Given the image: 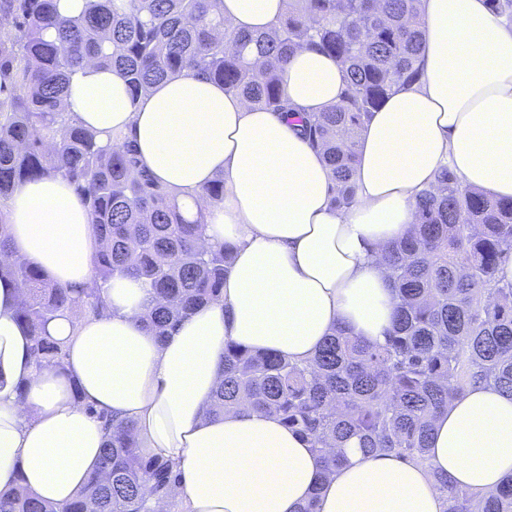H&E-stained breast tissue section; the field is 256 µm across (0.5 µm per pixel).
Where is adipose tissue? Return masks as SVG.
Segmentation results:
<instances>
[{
    "label": "adipose tissue",
    "instance_id": "obj_1",
    "mask_svg": "<svg viewBox=\"0 0 512 512\" xmlns=\"http://www.w3.org/2000/svg\"><path fill=\"white\" fill-rule=\"evenodd\" d=\"M284 0H224L233 30L266 31ZM424 74L398 90L360 131L355 200H329L322 153L289 124L192 72L140 96L121 74L88 65L67 109L100 136L135 139L140 159L195 219L202 186L224 179V205L207 212L210 244L234 246L221 301L198 309L165 340L141 323L154 305L131 280L115 282L103 315L67 313L47 330L63 370L38 368L16 318L17 284L0 278V490L23 484L62 503L85 483L108 440L87 406L131 421L139 453L173 462L182 512H445L434 479L480 499L512 473V396L479 383L434 422L427 463L366 454L357 442L331 477L306 439L275 415L210 417L226 342L311 359L332 328L383 342L394 315L384 250L415 222L414 195L451 168L462 186L512 197V26L484 0H422ZM288 101L318 113L339 102L344 73L309 50L279 73ZM8 232L19 255L61 285L95 275L97 239L63 179L22 185Z\"/></svg>",
    "mask_w": 512,
    "mask_h": 512
}]
</instances>
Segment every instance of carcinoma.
Segmentation results:
<instances>
[{"mask_svg":"<svg viewBox=\"0 0 512 512\" xmlns=\"http://www.w3.org/2000/svg\"><path fill=\"white\" fill-rule=\"evenodd\" d=\"M512 24V0H487ZM60 0H0V275L19 285L15 313L39 367L61 369L64 351L47 332L57 316L85 306L106 310L117 280L131 279L156 299L144 328L163 339L198 308L223 299L233 247L205 244L206 210L224 206V178L203 186L204 206L187 220L176 198L140 163L123 133L102 146L67 112L72 74L85 62L113 68L137 96L189 69L270 112L293 113L309 144L333 172L330 203L354 200L355 139L384 100L419 82L423 64L421 0H286L265 32L224 25V0H85L71 16ZM311 50L345 71L340 104L308 113L288 104L278 71ZM60 176L80 195L99 249L96 279L84 296L53 281L11 250L6 203L25 183ZM416 222L383 254L396 300L385 341L333 330L311 361L224 347V378L209 413L268 412L306 438L325 475L355 438L367 453L427 459L432 422L469 386L494 382L512 394V198L461 187L444 167L416 196ZM108 442L100 463L69 501L50 505L17 486L0 491V512H155L176 466L137 451L132 425L92 406ZM435 480L446 512H512V475L475 501Z\"/></svg>","mask_w":512,"mask_h":512,"instance_id":"carcinoma-1","label":"carcinoma"}]
</instances>
